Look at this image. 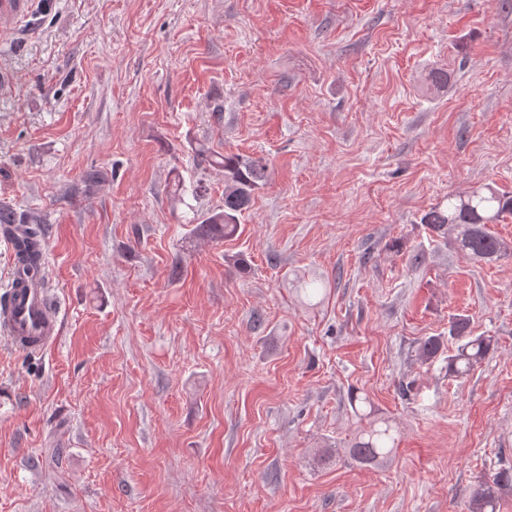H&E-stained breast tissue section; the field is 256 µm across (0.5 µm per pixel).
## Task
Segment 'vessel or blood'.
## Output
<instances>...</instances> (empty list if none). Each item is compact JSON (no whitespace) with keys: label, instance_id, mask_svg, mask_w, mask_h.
<instances>
[{"label":"vessel or blood","instance_id":"vessel-or-blood-1","mask_svg":"<svg viewBox=\"0 0 512 512\" xmlns=\"http://www.w3.org/2000/svg\"><path fill=\"white\" fill-rule=\"evenodd\" d=\"M14 287L6 307H0V323L4 324L14 344L32 352L53 343L59 333L58 313L48 292L34 271L14 265Z\"/></svg>","mask_w":512,"mask_h":512}]
</instances>
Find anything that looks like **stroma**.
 <instances>
[{"mask_svg": "<svg viewBox=\"0 0 512 512\" xmlns=\"http://www.w3.org/2000/svg\"><path fill=\"white\" fill-rule=\"evenodd\" d=\"M0 73L60 311L46 351L0 335V512H469L512 472V255L422 222L512 195V0H28ZM204 150L268 162L230 239L190 233ZM456 317L495 340L461 379L418 353ZM512 214V198L489 186L472 188L464 194H449L448 207L437 205L422 217L423 224L453 249L474 261H495L512 254V244L496 236L489 224H498ZM360 420H368L367 426L360 430L355 442L348 448L349 456L361 464H375L391 456L397 447L394 435L397 430L389 422L371 419L369 412L357 411ZM382 423L383 425H379ZM505 481L503 477H490L484 479L479 485L472 499V504L469 507L470 512H499L501 490Z\"/></svg>", "mask_w": 512, "mask_h": 512, "instance_id": "35a3bbf8", "label": "stroma"}]
</instances>
